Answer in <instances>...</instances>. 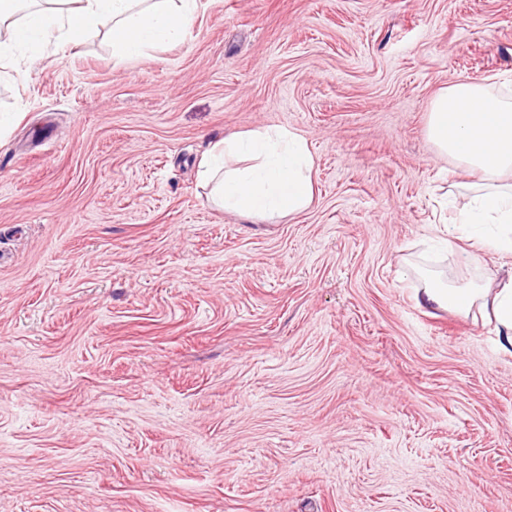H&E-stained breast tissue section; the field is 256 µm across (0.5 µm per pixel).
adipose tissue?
I'll list each match as a JSON object with an SVG mask.
<instances>
[{
  "label": "adipose tissue",
  "instance_id": "ef3b65f1",
  "mask_svg": "<svg viewBox=\"0 0 512 512\" xmlns=\"http://www.w3.org/2000/svg\"><path fill=\"white\" fill-rule=\"evenodd\" d=\"M197 0H0V78L23 77L30 50L65 48L107 31L120 60H142L181 41ZM428 134L437 151L480 176L473 207L448 227H469L476 245L512 255V101L484 83L458 80L434 98ZM314 157L307 141L285 127L264 126L213 143L199 171L210 200L223 209L267 219L291 216L314 199ZM426 302L459 314L480 309L512 356V273L496 286L428 279Z\"/></svg>",
  "mask_w": 512,
  "mask_h": 512
}]
</instances>
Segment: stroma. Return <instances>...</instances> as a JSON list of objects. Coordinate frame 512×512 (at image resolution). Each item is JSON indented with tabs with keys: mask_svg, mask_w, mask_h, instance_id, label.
<instances>
[{
	"mask_svg": "<svg viewBox=\"0 0 512 512\" xmlns=\"http://www.w3.org/2000/svg\"><path fill=\"white\" fill-rule=\"evenodd\" d=\"M512 91V0H198L0 85V512H512V356L420 271L490 283L446 224L451 82ZM303 135L305 211L215 207L211 144Z\"/></svg>",
	"mask_w": 512,
	"mask_h": 512,
	"instance_id": "stroma-1",
	"label": "stroma"
}]
</instances>
